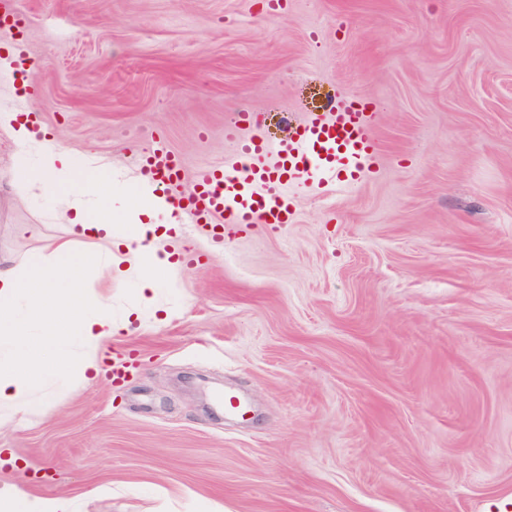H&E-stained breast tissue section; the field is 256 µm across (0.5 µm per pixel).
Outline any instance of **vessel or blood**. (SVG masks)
<instances>
[{"label":"vessel or blood","instance_id":"b4317fda","mask_svg":"<svg viewBox=\"0 0 512 512\" xmlns=\"http://www.w3.org/2000/svg\"><path fill=\"white\" fill-rule=\"evenodd\" d=\"M378 153L371 113L349 103L337 107L331 119L311 118L279 140L240 143L229 163L199 170L187 194L181 191V160L167 148L138 154L137 164L142 177L174 198L190 225L206 229L220 245L228 223H290L295 212L290 185L304 182L331 190L356 185Z\"/></svg>","mask_w":512,"mask_h":512}]
</instances>
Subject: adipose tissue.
I'll return each instance as SVG.
<instances>
[{
	"label": "adipose tissue",
	"mask_w": 512,
	"mask_h": 512,
	"mask_svg": "<svg viewBox=\"0 0 512 512\" xmlns=\"http://www.w3.org/2000/svg\"><path fill=\"white\" fill-rule=\"evenodd\" d=\"M96 160H77L63 146L49 145L36 164L18 158L22 181L40 183L53 196L65 195L67 238L49 254L34 257L25 273L0 269V340L9 345L0 359V426L38 413L36 386L60 375L68 361L67 337L78 336L92 352L73 361L81 374L97 368L95 352L128 331L132 318L112 317V305L88 296L84 260L73 244L103 243L108 251L101 263L107 274L136 275L141 302H150L159 272L173 269L170 238L155 231L159 224H178L171 201L142 180L126 184L100 176ZM62 494L33 495L10 484L0 487V512H73Z\"/></svg>",
	"instance_id": "adipose-tissue-1"
}]
</instances>
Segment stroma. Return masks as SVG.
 Listing matches in <instances>:
<instances>
[{
    "label": "stroma",
    "mask_w": 512,
    "mask_h": 512,
    "mask_svg": "<svg viewBox=\"0 0 512 512\" xmlns=\"http://www.w3.org/2000/svg\"><path fill=\"white\" fill-rule=\"evenodd\" d=\"M0 111L135 175L161 145L191 192L236 152L360 99L381 151L358 186L296 184L291 224L193 240L201 264L45 413L0 428V484L77 512H512V0H12ZM36 61L34 81L13 75ZM0 135V260L65 237ZM122 315L133 280L87 267ZM166 321H159L160 312ZM233 388L246 418L218 396Z\"/></svg>",
    "instance_id": "1"
}]
</instances>
